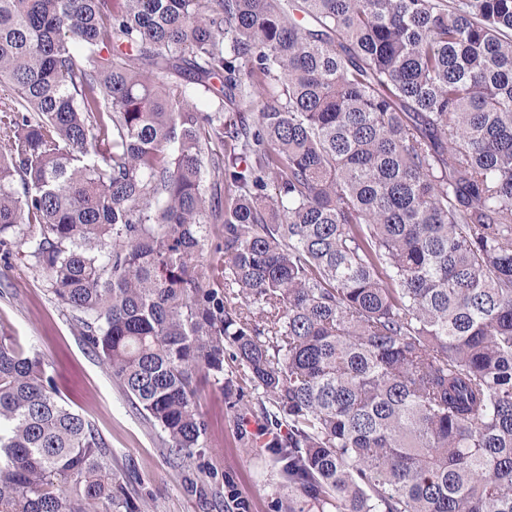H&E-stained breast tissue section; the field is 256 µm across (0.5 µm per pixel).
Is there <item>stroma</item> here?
Masks as SVG:
<instances>
[{
	"mask_svg": "<svg viewBox=\"0 0 512 512\" xmlns=\"http://www.w3.org/2000/svg\"><path fill=\"white\" fill-rule=\"evenodd\" d=\"M39 354L60 397L105 439L138 512H278L289 489L264 449L243 447L223 391L203 380L196 403L209 424L200 455L182 461L133 409L104 365L51 298L43 277L0 250V336Z\"/></svg>",
	"mask_w": 512,
	"mask_h": 512,
	"instance_id": "stroma-1",
	"label": "stroma"
}]
</instances>
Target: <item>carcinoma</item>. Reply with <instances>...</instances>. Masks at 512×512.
I'll list each match as a JSON object with an SVG mask.
<instances>
[{
  "label": "carcinoma",
  "instance_id": "cac0c4a2",
  "mask_svg": "<svg viewBox=\"0 0 512 512\" xmlns=\"http://www.w3.org/2000/svg\"><path fill=\"white\" fill-rule=\"evenodd\" d=\"M8 245L173 454L204 375L316 512H512V0H0ZM0 512H135L13 336Z\"/></svg>",
  "mask_w": 512,
  "mask_h": 512
}]
</instances>
